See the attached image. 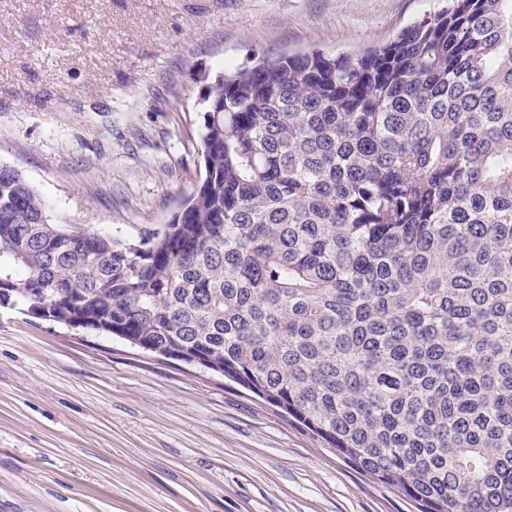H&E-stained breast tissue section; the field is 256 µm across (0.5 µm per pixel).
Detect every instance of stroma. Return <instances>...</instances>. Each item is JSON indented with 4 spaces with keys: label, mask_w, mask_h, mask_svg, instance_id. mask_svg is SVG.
<instances>
[{
    "label": "stroma",
    "mask_w": 512,
    "mask_h": 512,
    "mask_svg": "<svg viewBox=\"0 0 512 512\" xmlns=\"http://www.w3.org/2000/svg\"><path fill=\"white\" fill-rule=\"evenodd\" d=\"M436 5L0 0V166L50 223L139 237L197 187L225 66L382 43ZM0 512L418 510L212 371L0 307Z\"/></svg>",
    "instance_id": "stroma-1"
}]
</instances>
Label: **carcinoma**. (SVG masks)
Here are the masks:
<instances>
[{"label":"carcinoma","instance_id":"1","mask_svg":"<svg viewBox=\"0 0 512 512\" xmlns=\"http://www.w3.org/2000/svg\"><path fill=\"white\" fill-rule=\"evenodd\" d=\"M204 176L138 239L48 223L0 167V290L196 355L419 512H512V0L201 99Z\"/></svg>","mask_w":512,"mask_h":512}]
</instances>
